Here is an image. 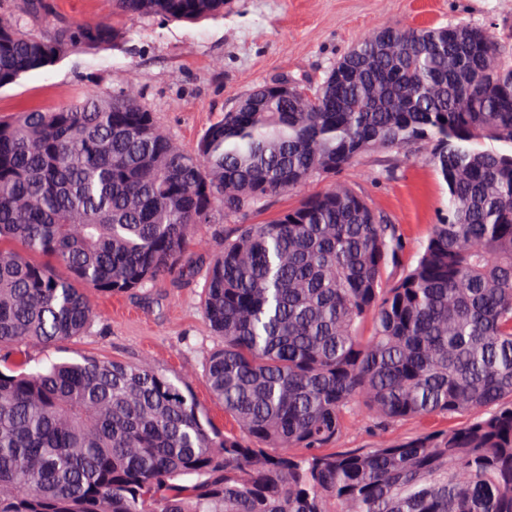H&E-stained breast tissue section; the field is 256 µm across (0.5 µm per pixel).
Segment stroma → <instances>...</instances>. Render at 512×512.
I'll return each instance as SVG.
<instances>
[{
  "label": "stroma",
  "mask_w": 512,
  "mask_h": 512,
  "mask_svg": "<svg viewBox=\"0 0 512 512\" xmlns=\"http://www.w3.org/2000/svg\"><path fill=\"white\" fill-rule=\"evenodd\" d=\"M68 21L101 20L129 32L116 48L82 54L24 74L0 88V118L26 108L52 109L83 95L128 89L158 125L184 148L256 87L284 75L318 84L365 34L383 24L441 27L465 22L506 35L512 59V0H226L224 13L196 22L112 15L104 0H53ZM349 184L399 224L414 255L432 224L448 212V190L423 153L386 148L359 157L331 181ZM233 220L203 230L182 275L161 278L131 294L90 292L96 319L82 336L31 358L78 361L86 356L149 361L181 378L217 427L224 407L203 377L218 346L202 311L205 264L224 247Z\"/></svg>",
  "instance_id": "obj_1"
}]
</instances>
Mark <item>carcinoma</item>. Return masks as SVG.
Segmentation results:
<instances>
[{
  "mask_svg": "<svg viewBox=\"0 0 512 512\" xmlns=\"http://www.w3.org/2000/svg\"><path fill=\"white\" fill-rule=\"evenodd\" d=\"M107 2L192 22L225 0ZM126 38L11 0L0 87ZM379 148L424 152L448 187L413 259L400 225L342 183L247 223ZM220 216L241 224L205 269L220 346L204 380L235 429L148 362L27 369L24 347L89 329L83 288L171 275ZM362 411L371 446L336 450ZM436 415L468 421L380 434ZM0 512H512V67L498 37L381 25L320 85L263 84L191 151L130 91L0 119Z\"/></svg>",
  "mask_w": 512,
  "mask_h": 512,
  "instance_id": "cac0c4a2",
  "label": "carcinoma"
}]
</instances>
